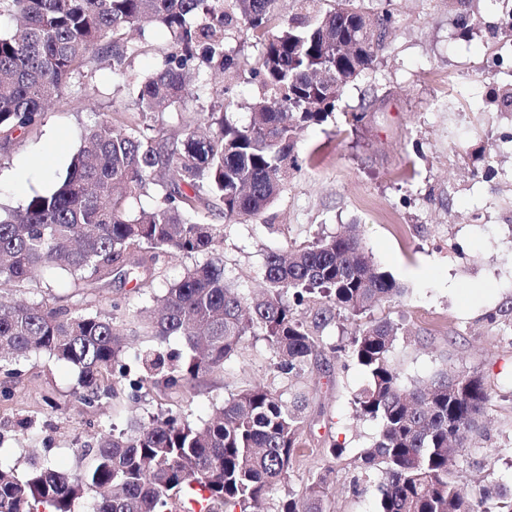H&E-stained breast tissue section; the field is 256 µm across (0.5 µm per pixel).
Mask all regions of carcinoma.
I'll list each match as a JSON object with an SVG mask.
<instances>
[{
  "instance_id": "obj_1",
  "label": "carcinoma",
  "mask_w": 512,
  "mask_h": 512,
  "mask_svg": "<svg viewBox=\"0 0 512 512\" xmlns=\"http://www.w3.org/2000/svg\"><path fill=\"white\" fill-rule=\"evenodd\" d=\"M298 12L275 21L277 0H0V150L44 123L51 101L72 79L91 78L92 63L108 62L125 76L162 30L170 49L159 68L127 84L135 118L117 127L102 119L86 129L65 178L16 209H0V283H22L37 268L60 269L87 288L110 277H152L162 257L214 254L224 228L201 218L200 206L227 223L257 220L279 197L289 171L299 169L298 131L323 123L344 89L372 68L390 21H370L363 0H296ZM261 44L249 70L259 94L250 121L238 126L224 112V93L208 113L210 131L192 122L169 136L149 135L148 118L184 102L191 78L205 66L229 80L240 77L235 32ZM152 195L155 205L137 209ZM265 291H235L215 259L187 269L140 318L142 332L179 336L183 356L148 353L139 380L178 390L224 367L249 336L266 341L278 376L301 377L326 349L317 331L335 317L355 324L351 356L367 383L353 399L356 415L379 425L360 468L383 476L378 512H512V487L484 485L461 495L453 461L490 402L482 375L441 373L406 387L390 361L398 328L367 319L405 289L381 270L357 227L265 257ZM322 301L314 328L298 308ZM124 332L116 316L49 303L0 306V371L45 355L78 370L79 399L91 406L126 374ZM303 391L254 384L240 390L197 427L173 412L83 448L68 474L47 464L18 471L0 465V512H74L93 495L94 512H235L258 506L288 480L304 447ZM331 469L311 476L305 494L281 500L278 512H327Z\"/></svg>"
}]
</instances>
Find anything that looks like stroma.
Listing matches in <instances>:
<instances>
[{"instance_id":"1","label":"stroma","mask_w":512,"mask_h":512,"mask_svg":"<svg viewBox=\"0 0 512 512\" xmlns=\"http://www.w3.org/2000/svg\"><path fill=\"white\" fill-rule=\"evenodd\" d=\"M371 14L389 9L392 23L371 70L350 85L325 122L300 132L301 164L262 219L225 223L219 249L224 277L240 293L257 290L267 253L331 235L345 225L379 267L404 288L400 299L374 310L398 328L392 365L403 385L429 382L440 370L480 373L491 400L486 427L455 466L467 496L480 485L512 483V63L499 55L500 0H365ZM221 78L202 70L181 112L157 114L153 126L177 131L181 116L208 111ZM129 98L110 68L92 80L73 81L37 130L0 155V204L16 207L65 177L82 131L101 118L129 123ZM365 110L358 130L348 115ZM6 297L111 314L130 329L124 361L132 376L145 352L186 353L177 336L160 341L135 329L148 303L135 281L114 279L82 288L60 270H37ZM498 314L490 322L489 314ZM352 325L334 319L322 332L330 350L302 381L307 396L306 445L287 482L267 496L264 512H277L288 495H302L312 473L332 468L328 512H377L378 476L363 477L359 456L373 441L375 421L357 417L355 393L362 367L344 351ZM284 383L262 337H248L223 368L179 390L134 391L84 405L75 394L77 371L44 357L22 363L18 378L0 373V464L26 469L49 463L72 471L80 448L98 447L112 430L150 422L167 411L201 425L241 389ZM56 406L48 408L44 400ZM340 457L328 456L330 445Z\"/></svg>"}]
</instances>
